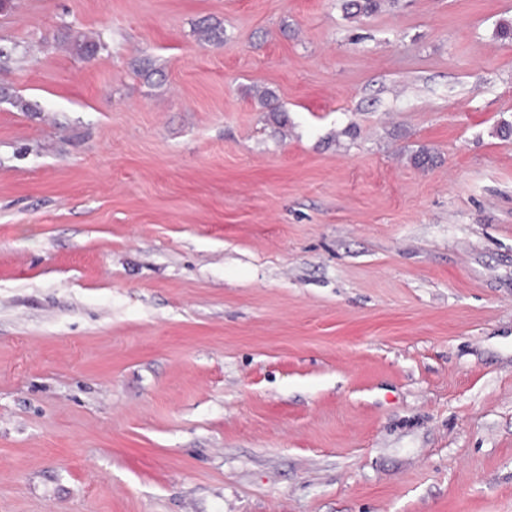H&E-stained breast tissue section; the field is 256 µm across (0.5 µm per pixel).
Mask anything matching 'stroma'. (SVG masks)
I'll return each mask as SVG.
<instances>
[{
  "label": "stroma",
  "mask_w": 512,
  "mask_h": 512,
  "mask_svg": "<svg viewBox=\"0 0 512 512\" xmlns=\"http://www.w3.org/2000/svg\"><path fill=\"white\" fill-rule=\"evenodd\" d=\"M344 2L0 11V512H512V0ZM64 38L68 40L71 50L80 56H91L99 49L106 47L100 37L96 39L85 34H67Z\"/></svg>",
  "instance_id": "obj_1"
}]
</instances>
